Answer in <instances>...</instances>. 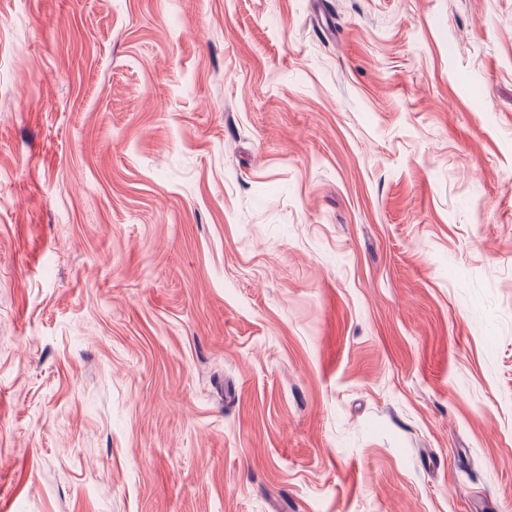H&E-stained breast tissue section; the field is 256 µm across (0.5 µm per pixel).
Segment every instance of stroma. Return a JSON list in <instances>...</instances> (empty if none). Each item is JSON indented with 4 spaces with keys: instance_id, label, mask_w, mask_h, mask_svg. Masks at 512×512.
Wrapping results in <instances>:
<instances>
[{
    "instance_id": "1",
    "label": "stroma",
    "mask_w": 512,
    "mask_h": 512,
    "mask_svg": "<svg viewBox=\"0 0 512 512\" xmlns=\"http://www.w3.org/2000/svg\"><path fill=\"white\" fill-rule=\"evenodd\" d=\"M0 512H512V0H0Z\"/></svg>"
}]
</instances>
